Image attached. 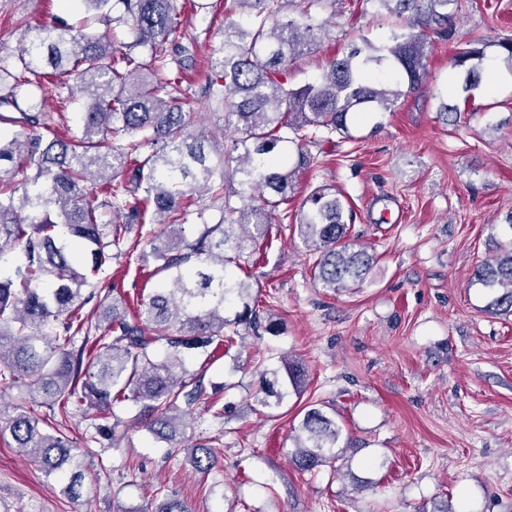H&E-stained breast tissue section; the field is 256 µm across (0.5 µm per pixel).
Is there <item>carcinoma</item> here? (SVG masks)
I'll return each instance as SVG.
<instances>
[{
  "label": "carcinoma",
  "instance_id": "carcinoma-1",
  "mask_svg": "<svg viewBox=\"0 0 512 512\" xmlns=\"http://www.w3.org/2000/svg\"><path fill=\"white\" fill-rule=\"evenodd\" d=\"M294 15H279L280 4ZM322 0H224L241 6L249 30L232 23L213 50L209 98L224 104V127L238 134L232 174L241 205L224 191V149L187 131L188 98L167 77L180 44L177 0H79L84 12L128 28L132 42L115 45L106 34L64 20L30 26L16 57L18 72L0 64V264L18 252L13 273L0 277V398L14 389L26 397L14 415L0 413V435L10 433L19 452L51 475L69 465L67 494L83 496L92 451L76 448L53 426L55 417H80L95 433L109 426V448H119L121 419L114 408L126 394L149 419L150 433L169 442L185 438L193 406L204 393L184 355L233 345L238 327L259 322L252 284L232 277L227 264L247 246L261 247L273 215L294 191L296 169H307L308 150L349 131L361 112H390L422 84L432 43L450 36L456 0H376L397 19L388 39H366L329 62L320 78L288 86V63L317 39L311 8ZM141 48L148 64L132 49ZM484 50L466 48L450 65L464 84L478 82ZM76 75L77 93L89 99L81 135L46 137L39 79ZM206 189L220 219L203 221L194 193ZM105 194L101 205L94 204ZM124 214L111 224L99 207ZM201 223L186 233L189 216ZM353 210L336 189L311 190L297 214L300 236L311 248L314 278L333 291L363 281L373 257L348 238ZM157 224L160 231L143 266L165 284L129 317L113 290L92 277L121 254L128 226ZM474 281L495 292L490 306L512 314V245L484 262ZM104 320L78 319L88 304ZM83 335L81 344L76 337ZM257 403L278 408L288 388H260ZM97 413L91 415L88 410ZM340 429L318 408L307 410L295 436L291 462L302 472L335 467ZM201 474L218 464L220 451L190 448Z\"/></svg>",
  "mask_w": 512,
  "mask_h": 512
}]
</instances>
